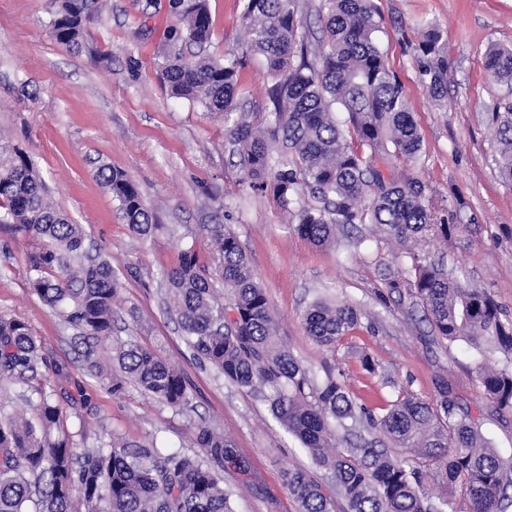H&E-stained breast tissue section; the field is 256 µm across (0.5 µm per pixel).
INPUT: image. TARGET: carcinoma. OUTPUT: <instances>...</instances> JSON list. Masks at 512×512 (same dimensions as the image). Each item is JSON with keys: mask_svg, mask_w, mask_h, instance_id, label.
Segmentation results:
<instances>
[{"mask_svg": "<svg viewBox=\"0 0 512 512\" xmlns=\"http://www.w3.org/2000/svg\"><path fill=\"white\" fill-rule=\"evenodd\" d=\"M96 0H57L55 40L82 46L85 23ZM180 26L170 33L162 75L172 94L229 119L237 111L235 58L183 57L182 42L200 48L212 36L207 0H172ZM324 39L312 47L301 32L299 0H244L242 25L251 50L264 57L272 109L264 127L236 120L227 128L250 186L268 189L292 215L294 231L316 247L336 240L339 225L372 224L406 244L448 239L460 228L454 216L426 205L417 178L398 181L392 160H417L421 134L403 88L384 61L376 32L374 0H320ZM430 94L444 97L448 61L438 27H428L418 46ZM485 67L498 83L512 86V47L498 46ZM346 114L336 119V111ZM495 163L512 185V102L491 114ZM281 146L288 158L277 160ZM97 176L119 202L129 229L146 238L156 229L135 184L122 171L101 168ZM310 190L322 207L294 208V196ZM0 223L46 242L31 255L32 291L79 335L84 370L114 398L135 384L174 410L192 407L187 373L137 337L112 338L114 304L122 289L109 261H82L85 234L50 202L46 184L26 153L0 146ZM216 253L215 272L189 248L165 274L183 340L193 359L249 391L265 392L273 418L295 436L323 469L344 501L343 512H445L448 495L460 492L468 512H507L512 506V466L490 448L469 414L458 411L452 388L439 382L424 399L402 393L375 415L347 390L344 373L322 381L278 336L264 289L237 236L224 224L205 228ZM415 297L437 338L462 340L475 350L505 358L483 370V395L500 411H512V313L484 289L448 274L444 263L409 253ZM229 289L224 307L219 287ZM363 313L347 301L313 300L304 313L306 334L331 345L361 325ZM112 346L117 369H104L97 347ZM41 342L28 324L0 317V381L20 386L31 416L0 409V512H234L224 491V473L255 485L250 461L233 440L206 424L196 427L200 453L163 452L152 443L117 438L78 453L64 428L53 389L37 381ZM379 428L397 452L351 448L336 434L347 422ZM432 476L443 488L438 502L419 495ZM283 481L299 512H336L337 501L302 469Z\"/></svg>", "mask_w": 512, "mask_h": 512, "instance_id": "1", "label": "carcinoma"}]
</instances>
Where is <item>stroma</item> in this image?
I'll return each mask as SVG.
<instances>
[{
	"label": "stroma",
	"mask_w": 512,
	"mask_h": 512,
	"mask_svg": "<svg viewBox=\"0 0 512 512\" xmlns=\"http://www.w3.org/2000/svg\"><path fill=\"white\" fill-rule=\"evenodd\" d=\"M385 61L407 96L422 137L416 162H397L398 180L420 178L437 214L457 212L451 238L414 244L444 259L470 284L486 289L512 312V185L499 176L490 111L505 89L484 67L491 45L512 47V0H374ZM54 0H0V141L20 147L42 174L52 203L82 225L85 245L119 272L123 289L113 335L135 336L182 368L195 387L184 412L128 386L113 398L80 361L74 331L35 296L29 257L42 241L0 224V316L26 322L42 342L38 372L53 387L79 448L118 437L156 441L196 454L194 432L204 423L231 438L257 473L249 488L225 475L235 512H296L281 475L314 467L302 444L271 417L263 399L191 360L171 310L164 274L193 247L212 258L204 225L223 223L248 254L280 336L317 374L344 372L354 396L376 408L411 392L430 399L447 380L459 406L504 461L512 460V412L495 409L478 373L499 367L497 353L479 354L462 341L435 339L411 288L391 289L408 275L406 246L369 224L361 240L338 233L317 248L293 229L273 195L249 189L232 156L223 116L171 96L162 79L164 54L177 17L169 0H98L81 49L52 36ZM243 0H209L207 52L239 58L237 119L264 122L271 104L265 61L252 52L241 25ZM437 23L448 48V90L431 97L417 47L426 23ZM126 173L160 229L148 239L129 230L100 166ZM357 303L361 328L325 346L307 336L302 315L313 297ZM370 356L374 372L362 369ZM86 395L89 409L76 399Z\"/></svg>",
	"instance_id": "1"
}]
</instances>
